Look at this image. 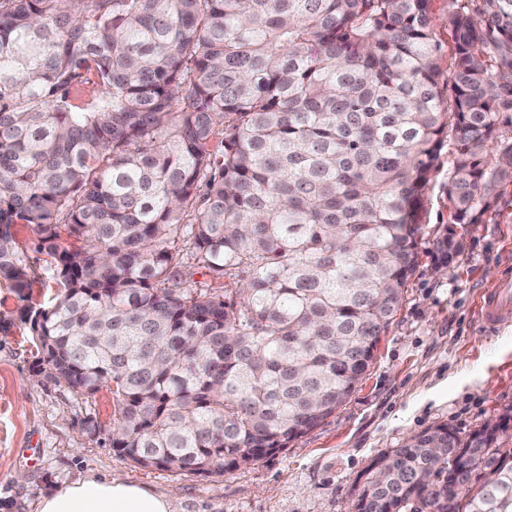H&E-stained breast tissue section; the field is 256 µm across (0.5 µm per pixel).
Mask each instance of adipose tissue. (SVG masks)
I'll return each instance as SVG.
<instances>
[{
  "instance_id": "obj_1",
  "label": "adipose tissue",
  "mask_w": 512,
  "mask_h": 512,
  "mask_svg": "<svg viewBox=\"0 0 512 512\" xmlns=\"http://www.w3.org/2000/svg\"><path fill=\"white\" fill-rule=\"evenodd\" d=\"M36 512H174L169 497L121 479L87 478L42 496Z\"/></svg>"
}]
</instances>
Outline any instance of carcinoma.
<instances>
[{"label": "carcinoma", "instance_id": "1", "mask_svg": "<svg viewBox=\"0 0 512 512\" xmlns=\"http://www.w3.org/2000/svg\"><path fill=\"white\" fill-rule=\"evenodd\" d=\"M431 3L0 0V280L59 288L19 319L42 378L112 389L114 451L211 476L333 415L401 305L450 131L431 255L461 253L455 226L512 173V0H454L447 100ZM187 256L238 287L184 286ZM503 427L381 454L355 512H512ZM15 250L23 263L42 269L48 263L50 258L36 250L34 244V234L30 229L19 228L15 234Z\"/></svg>", "mask_w": 512, "mask_h": 512}]
</instances>
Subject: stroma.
<instances>
[{
	"instance_id": "1",
	"label": "stroma",
	"mask_w": 512,
	"mask_h": 512,
	"mask_svg": "<svg viewBox=\"0 0 512 512\" xmlns=\"http://www.w3.org/2000/svg\"><path fill=\"white\" fill-rule=\"evenodd\" d=\"M452 9L453 0H433L446 97ZM453 164L443 146L421 197L419 263L360 387L285 450L223 475L142 468L113 451L110 390L84 395L33 377L20 301L0 282V512H35L42 495L89 476L142 485L169 497L176 512H352L356 482L382 452L439 423L466 435L512 416V317L492 332L477 318L512 255V179L497 184L476 223L459 227L463 250L440 272L429 251L448 222ZM91 420L98 434L87 433Z\"/></svg>"
}]
</instances>
